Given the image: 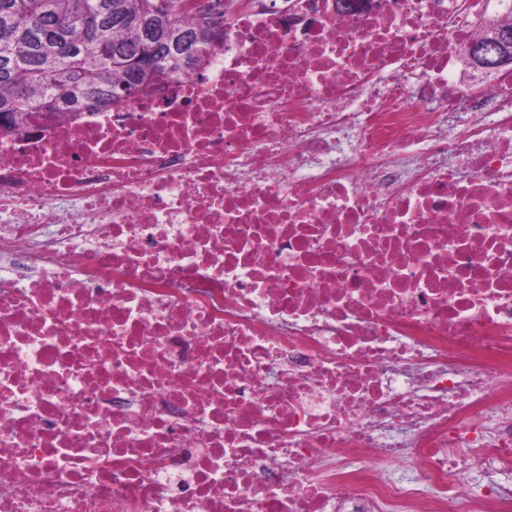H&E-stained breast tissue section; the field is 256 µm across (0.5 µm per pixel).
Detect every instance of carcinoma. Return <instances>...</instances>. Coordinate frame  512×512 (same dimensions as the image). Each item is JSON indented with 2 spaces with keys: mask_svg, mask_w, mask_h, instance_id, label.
<instances>
[{
  "mask_svg": "<svg viewBox=\"0 0 512 512\" xmlns=\"http://www.w3.org/2000/svg\"><path fill=\"white\" fill-rule=\"evenodd\" d=\"M211 23L182 0H0V130L27 114L111 108L203 68Z\"/></svg>",
  "mask_w": 512,
  "mask_h": 512,
  "instance_id": "1",
  "label": "carcinoma"
}]
</instances>
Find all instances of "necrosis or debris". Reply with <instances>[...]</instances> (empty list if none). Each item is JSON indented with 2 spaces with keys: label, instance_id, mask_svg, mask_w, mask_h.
<instances>
[{
  "label": "necrosis or debris",
  "instance_id": "1",
  "mask_svg": "<svg viewBox=\"0 0 512 512\" xmlns=\"http://www.w3.org/2000/svg\"><path fill=\"white\" fill-rule=\"evenodd\" d=\"M510 25L243 0L0 134V512H512V71L457 59Z\"/></svg>",
  "mask_w": 512,
  "mask_h": 512
}]
</instances>
